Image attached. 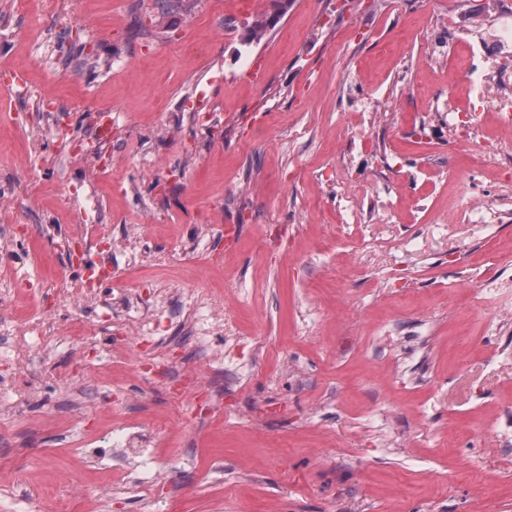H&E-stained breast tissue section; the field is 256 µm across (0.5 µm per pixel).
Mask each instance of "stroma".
<instances>
[{
    "label": "stroma",
    "mask_w": 512,
    "mask_h": 512,
    "mask_svg": "<svg viewBox=\"0 0 512 512\" xmlns=\"http://www.w3.org/2000/svg\"><path fill=\"white\" fill-rule=\"evenodd\" d=\"M272 10L0 0V220L20 229L0 262L27 301L0 322L56 311L80 276L66 244L103 249L80 224L123 226L157 267L113 253V287L221 296L235 334L210 338L241 378L169 391L167 366L196 358L185 335L156 364L181 317L160 313L143 375L81 423L50 417L54 392L0 419V512L79 470L110 413L159 432L173 465L147 502L99 501L90 471L71 512H512V318L492 294L512 280V111L478 90L494 69L512 96V0H293L246 42ZM77 45L103 68L74 71ZM369 224L401 248L365 269Z\"/></svg>",
    "instance_id": "1"
}]
</instances>
